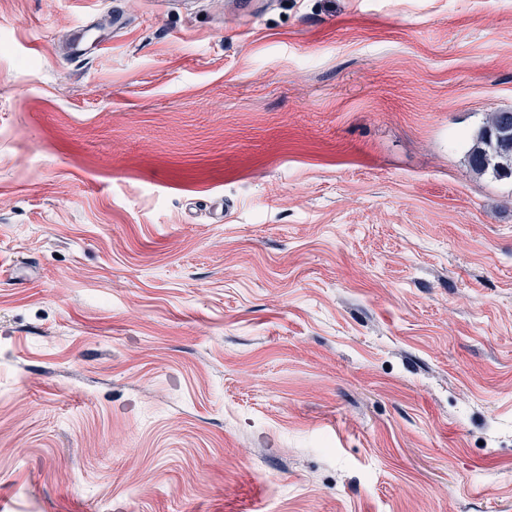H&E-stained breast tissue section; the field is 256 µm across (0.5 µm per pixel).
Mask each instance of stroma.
I'll use <instances>...</instances> for the list:
<instances>
[{
    "mask_svg": "<svg viewBox=\"0 0 512 512\" xmlns=\"http://www.w3.org/2000/svg\"><path fill=\"white\" fill-rule=\"evenodd\" d=\"M500 111L512 0H0V512H512ZM509 115L510 131L506 138L492 143L486 139L490 131L499 130ZM470 168L478 175L490 174L495 178H512V112H496L472 137L467 153Z\"/></svg>",
    "mask_w": 512,
    "mask_h": 512,
    "instance_id": "35a3bbf8",
    "label": "stroma"
}]
</instances>
